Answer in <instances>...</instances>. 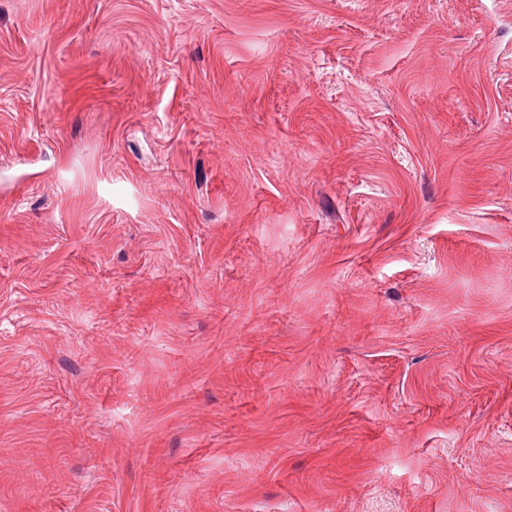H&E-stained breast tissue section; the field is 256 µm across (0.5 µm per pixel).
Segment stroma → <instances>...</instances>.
<instances>
[{
  "instance_id": "1",
  "label": "stroma",
  "mask_w": 512,
  "mask_h": 512,
  "mask_svg": "<svg viewBox=\"0 0 512 512\" xmlns=\"http://www.w3.org/2000/svg\"><path fill=\"white\" fill-rule=\"evenodd\" d=\"M0 512H512V0H0Z\"/></svg>"
}]
</instances>
